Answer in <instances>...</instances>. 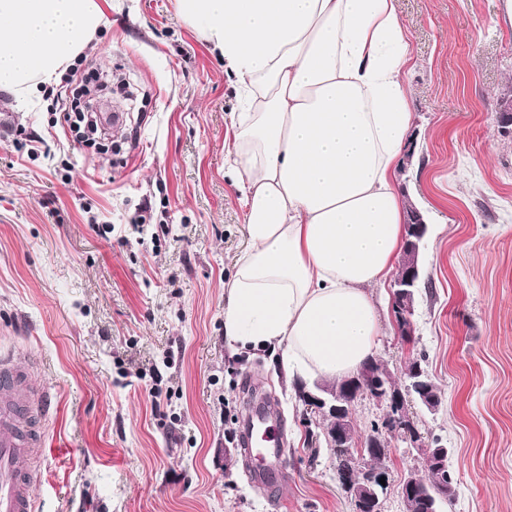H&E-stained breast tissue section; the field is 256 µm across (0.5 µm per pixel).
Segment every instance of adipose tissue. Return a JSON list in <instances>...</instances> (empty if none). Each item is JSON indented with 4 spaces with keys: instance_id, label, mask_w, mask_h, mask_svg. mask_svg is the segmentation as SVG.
<instances>
[{
    "instance_id": "1",
    "label": "adipose tissue",
    "mask_w": 512,
    "mask_h": 512,
    "mask_svg": "<svg viewBox=\"0 0 512 512\" xmlns=\"http://www.w3.org/2000/svg\"><path fill=\"white\" fill-rule=\"evenodd\" d=\"M224 60L241 109L224 174L249 249L224 281L231 354L280 349L288 378L334 382L373 358L371 288L401 255L397 161L412 123L396 0H177ZM100 0H0V92L17 105L94 40Z\"/></svg>"
}]
</instances>
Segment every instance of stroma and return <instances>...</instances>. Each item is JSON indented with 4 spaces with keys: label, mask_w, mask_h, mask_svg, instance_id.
Returning a JSON list of instances; mask_svg holds the SVG:
<instances>
[{
    "label": "stroma",
    "mask_w": 512,
    "mask_h": 512,
    "mask_svg": "<svg viewBox=\"0 0 512 512\" xmlns=\"http://www.w3.org/2000/svg\"><path fill=\"white\" fill-rule=\"evenodd\" d=\"M413 123L397 192L428 224L415 332L381 309L375 353L395 383L421 357L441 394L411 404L449 448L443 512H512V11L506 0H398ZM88 69L132 99L119 151L75 131L72 85L19 109L0 95V353L50 394L36 512H354L324 421L276 354L224 346V279L249 246L224 176L236 101L224 61L176 0H111ZM287 430L288 480L254 485L241 445L253 406ZM383 512L425 458L383 434Z\"/></svg>",
    "instance_id": "obj_1"
}]
</instances>
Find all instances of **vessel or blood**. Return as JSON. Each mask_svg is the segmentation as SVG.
I'll return each mask as SVG.
<instances>
[{"mask_svg": "<svg viewBox=\"0 0 512 512\" xmlns=\"http://www.w3.org/2000/svg\"><path fill=\"white\" fill-rule=\"evenodd\" d=\"M51 400L35 392L23 372L9 358L0 356V512H34L30 490L36 481L32 463L43 455L44 442L38 426L48 415ZM284 435L269 414L261 415L246 453L261 458L255 479L273 487L287 476L282 464Z\"/></svg>", "mask_w": 512, "mask_h": 512, "instance_id": "1", "label": "vessel or blood"}]
</instances>
